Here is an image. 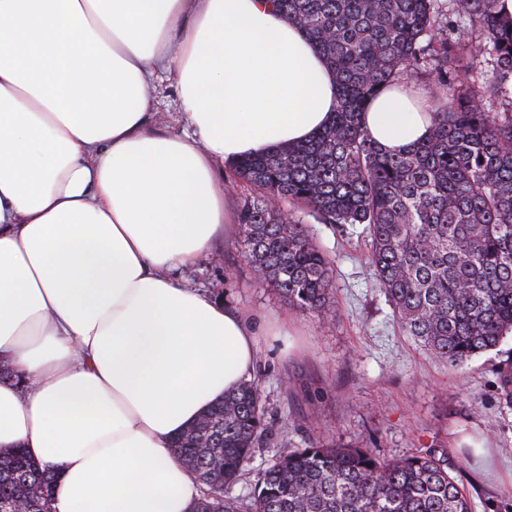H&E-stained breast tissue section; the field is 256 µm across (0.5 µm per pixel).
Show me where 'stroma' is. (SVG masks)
Listing matches in <instances>:
<instances>
[{
  "mask_svg": "<svg viewBox=\"0 0 512 512\" xmlns=\"http://www.w3.org/2000/svg\"><path fill=\"white\" fill-rule=\"evenodd\" d=\"M299 218L334 260L331 316L289 306L244 260L235 230L175 273L270 328L259 339L257 381L273 434L292 448L334 442L387 458L444 448L455 461L472 445L479 457L458 478L475 512H512V411L499 403L497 376L512 359V336L461 368L439 364L394 327L361 226Z\"/></svg>",
  "mask_w": 512,
  "mask_h": 512,
  "instance_id": "35a3bbf8",
  "label": "stroma"
}]
</instances>
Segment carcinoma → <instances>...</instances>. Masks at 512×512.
<instances>
[{
    "instance_id": "1",
    "label": "carcinoma",
    "mask_w": 512,
    "mask_h": 512,
    "mask_svg": "<svg viewBox=\"0 0 512 512\" xmlns=\"http://www.w3.org/2000/svg\"><path fill=\"white\" fill-rule=\"evenodd\" d=\"M498 0H276L336 77L331 122L305 143L234 165L254 196L237 214L241 252L288 305L334 307V263L303 224H361L377 288L403 333L456 368L512 334V16ZM492 74L472 81L473 60ZM433 74L429 137L383 151L361 115L383 90ZM499 103L501 112L485 104ZM512 411V360L499 365ZM250 380L173 441L200 489L193 512H473L448 449L387 459L371 448H274ZM271 450L246 496L233 493L257 453ZM55 474L22 448L0 450V512L18 500L52 512Z\"/></svg>"
}]
</instances>
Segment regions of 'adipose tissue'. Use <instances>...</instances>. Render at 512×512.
I'll return each mask as SVG.
<instances>
[{"label": "adipose tissue", "mask_w": 512, "mask_h": 512, "mask_svg": "<svg viewBox=\"0 0 512 512\" xmlns=\"http://www.w3.org/2000/svg\"><path fill=\"white\" fill-rule=\"evenodd\" d=\"M185 135L158 128L159 78ZM400 83L362 125L430 134ZM336 81L273 0H0V449L54 512H190L175 437L253 375L244 315L176 282L235 224L216 168L311 139Z\"/></svg>", "instance_id": "obj_1"}]
</instances>
